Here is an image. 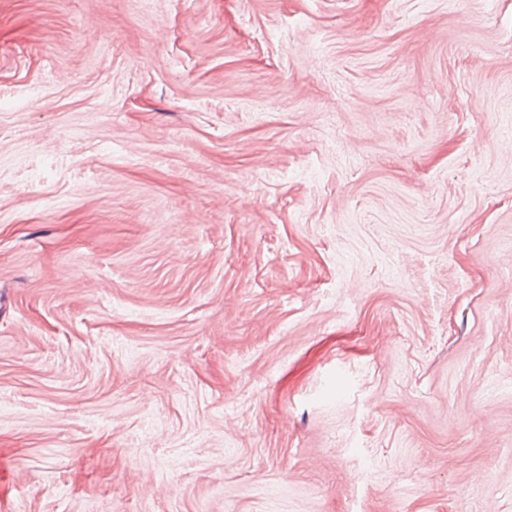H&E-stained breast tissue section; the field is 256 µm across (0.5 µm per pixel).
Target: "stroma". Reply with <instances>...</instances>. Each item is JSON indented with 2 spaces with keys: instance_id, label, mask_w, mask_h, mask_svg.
Segmentation results:
<instances>
[{
  "instance_id": "stroma-1",
  "label": "stroma",
  "mask_w": 512,
  "mask_h": 512,
  "mask_svg": "<svg viewBox=\"0 0 512 512\" xmlns=\"http://www.w3.org/2000/svg\"><path fill=\"white\" fill-rule=\"evenodd\" d=\"M0 512H512V0H0Z\"/></svg>"
}]
</instances>
